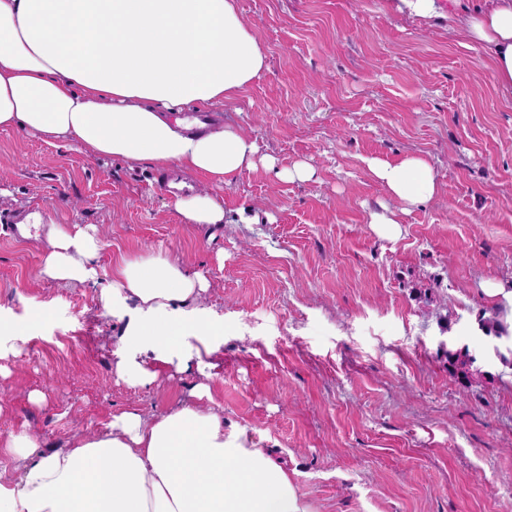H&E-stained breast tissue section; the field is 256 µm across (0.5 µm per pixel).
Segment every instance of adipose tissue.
I'll return each instance as SVG.
<instances>
[{"mask_svg":"<svg viewBox=\"0 0 512 512\" xmlns=\"http://www.w3.org/2000/svg\"><path fill=\"white\" fill-rule=\"evenodd\" d=\"M448 24L479 46L496 82L512 90V0H448ZM267 68L236 0H0V129H22L95 157L198 174L231 185L273 168L234 125L205 131L182 111L234 101ZM367 167L388 200L367 221L385 237L401 215L438 193L422 155ZM182 223L224 221L209 193L176 196ZM42 272L93 283L127 318L128 343L183 352L217 335L197 303L205 277L167 257L121 258L98 270L95 228L44 226ZM17 480L0 482V512H307L286 469L243 428L187 402L162 415L127 411L109 431L46 450L26 434L5 442Z\"/></svg>","mask_w":512,"mask_h":512,"instance_id":"adipose-tissue-1","label":"adipose tissue"}]
</instances>
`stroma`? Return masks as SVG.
Listing matches in <instances>:
<instances>
[{"mask_svg":"<svg viewBox=\"0 0 512 512\" xmlns=\"http://www.w3.org/2000/svg\"><path fill=\"white\" fill-rule=\"evenodd\" d=\"M268 69L221 123L274 169L212 191L226 224L181 223L147 166L0 130V214L94 226L99 265L163 255L209 282L201 305L223 334L177 371L126 346L98 291L42 273L39 243L0 230V462L9 435L60 447L114 415L167 413L206 386L202 408L246 428L292 478L309 512H512V337L485 335L512 283V95L485 54L448 26L388 0H237ZM428 157L440 190L397 237L367 213L385 194L366 161ZM305 162L307 181L280 178ZM468 346L462 386L444 342ZM153 373L134 385L115 365Z\"/></svg>","mask_w":512,"mask_h":512,"instance_id":"obj_1","label":"stroma"}]
</instances>
